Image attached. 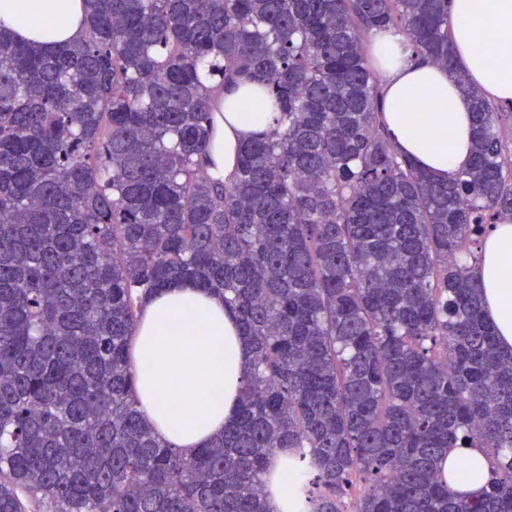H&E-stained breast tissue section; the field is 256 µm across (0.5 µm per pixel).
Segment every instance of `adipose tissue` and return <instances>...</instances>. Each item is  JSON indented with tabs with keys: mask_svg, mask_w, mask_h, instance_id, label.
Instances as JSON below:
<instances>
[{
	"mask_svg": "<svg viewBox=\"0 0 512 512\" xmlns=\"http://www.w3.org/2000/svg\"><path fill=\"white\" fill-rule=\"evenodd\" d=\"M82 0H0V26L44 51L84 32ZM451 39L458 62L489 101L512 102V0H453ZM384 75V121L396 148L436 177L466 166L473 135L467 100L447 72L405 50L400 38L374 32ZM270 112H229L224 122V169L232 171L244 135L269 125ZM477 276L483 304L502 347H512V224L485 237ZM136 383L147 422L185 453L221 434L236 415L251 358L222 296L179 282L143 299L132 341ZM472 465L453 490L478 494L489 462L478 448L449 452Z\"/></svg>",
	"mask_w": 512,
	"mask_h": 512,
	"instance_id": "obj_1",
	"label": "adipose tissue"
}]
</instances>
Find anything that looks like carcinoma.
Masks as SVG:
<instances>
[{
    "instance_id": "1",
    "label": "carcinoma",
    "mask_w": 512,
    "mask_h": 512,
    "mask_svg": "<svg viewBox=\"0 0 512 512\" xmlns=\"http://www.w3.org/2000/svg\"><path fill=\"white\" fill-rule=\"evenodd\" d=\"M452 0H85L52 54L0 29V512H512V350L482 308L512 221V107L454 61ZM468 98V167L396 151L375 30ZM242 90L229 103L228 93ZM275 113L224 175V108ZM224 297L252 359L188 455L139 408L144 297ZM491 459L448 491L450 448ZM288 451L279 450L271 459L270 473L272 481L268 487L267 507L271 512H288V495L284 490L285 473L282 471L283 462ZM465 458L474 468L468 476L458 477L455 481L449 483V486L457 491L474 496L478 494L484 484L488 473L489 462L480 448H458L448 453V457L443 461L444 472H448V466Z\"/></svg>"
}]
</instances>
